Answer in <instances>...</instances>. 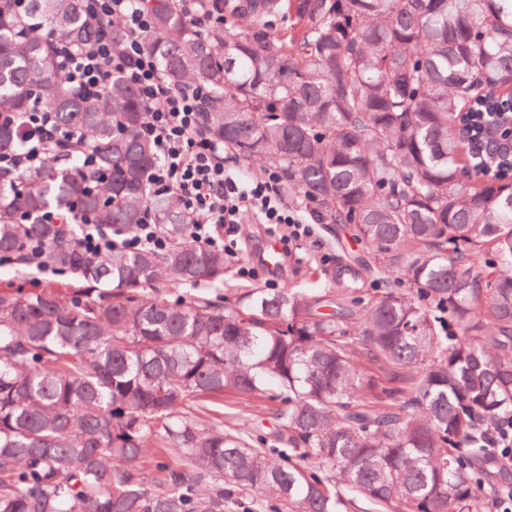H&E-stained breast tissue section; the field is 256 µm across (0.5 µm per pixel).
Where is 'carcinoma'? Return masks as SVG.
<instances>
[{
    "label": "carcinoma",
    "mask_w": 512,
    "mask_h": 512,
    "mask_svg": "<svg viewBox=\"0 0 512 512\" xmlns=\"http://www.w3.org/2000/svg\"><path fill=\"white\" fill-rule=\"evenodd\" d=\"M145 7L164 74L208 92L210 135L351 225L387 287L353 272L331 314L288 286L185 296L227 260L149 196L140 96L116 77L81 98L56 57L119 44L121 24L83 0H0V112L37 97L101 170L0 175V256L37 239L71 278L0 289V512H494L512 469L488 442L512 419V150L483 142L512 113V0H241L203 31L177 0ZM277 15L296 26L263 27ZM18 148L0 122V154ZM74 205L127 233L150 206L169 247L99 255L40 221ZM226 395L281 402L275 429L203 423Z\"/></svg>",
    "instance_id": "carcinoma-1"
}]
</instances>
